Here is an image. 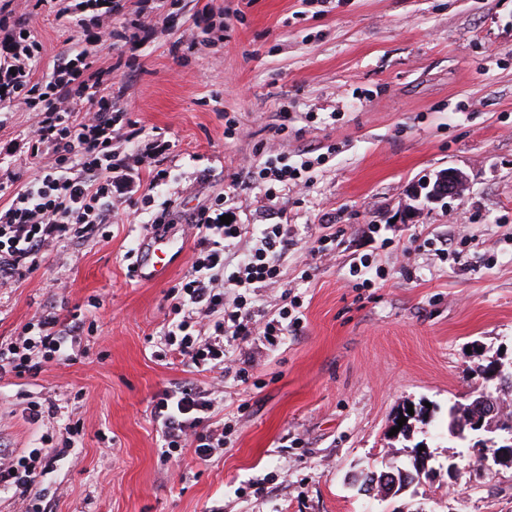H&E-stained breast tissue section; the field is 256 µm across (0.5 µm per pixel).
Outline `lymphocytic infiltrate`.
Segmentation results:
<instances>
[{
    "mask_svg": "<svg viewBox=\"0 0 512 512\" xmlns=\"http://www.w3.org/2000/svg\"><path fill=\"white\" fill-rule=\"evenodd\" d=\"M80 7L93 13L98 27L93 40L39 79L31 64L42 54L41 42L25 22H0V44L6 49L0 60V112L26 106L33 115L24 133L27 148L33 158H50L34 181L0 208V291L14 288L45 256L66 265L67 243L111 223L113 193L134 190L132 166L112 149V133L126 114L112 107L105 71L92 69L89 62L98 46L111 42L112 21L122 16L124 5L122 0H81ZM310 167V160L293 166L279 155L252 165L246 173H232L231 182L245 181L271 195L279 187L304 185L303 174ZM224 213V198L219 195L184 216L182 232L193 247L189 271L172 289L166 356L179 360L193 378L164 390L152 408L170 459L189 446L196 460L207 463L224 447L225 427L212 416L213 397L223 390L227 374L248 382L250 368L249 361L227 360L225 338L259 336L273 344L300 322L299 316L286 311L267 322L257 321L242 298L243 292L278 283L287 225H226L220 221ZM245 239L252 240V248L234 269H227L228 243ZM230 288L238 289V297L227 299ZM59 323L55 313H43L14 341L0 344V374L19 375L68 356L84 322L72 315L64 332ZM79 433L74 426L61 445L48 437L28 454H0V493L24 501L26 512H44L42 504L30 502L31 489L51 464L70 457Z\"/></svg>",
    "mask_w": 512,
    "mask_h": 512,
    "instance_id": "1",
    "label": "lymphocytic infiltrate"
}]
</instances>
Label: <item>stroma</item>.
I'll return each instance as SVG.
<instances>
[{"label": "stroma", "instance_id": "1", "mask_svg": "<svg viewBox=\"0 0 512 512\" xmlns=\"http://www.w3.org/2000/svg\"><path fill=\"white\" fill-rule=\"evenodd\" d=\"M158 3L125 0L126 19L155 17L156 33L91 59L139 132L112 148L163 143L170 178L152 194L177 213L224 192L239 223L290 224L283 277L253 300L269 317L298 297L303 318L274 346L225 339L227 357L254 367L244 384L226 376L214 402L223 453L163 461L152 402L186 373L154 352L188 259L156 283L129 277L146 216L113 194L115 223L0 295L3 343L49 306L95 325L74 361L0 380L1 450L27 454L71 418L82 428L76 462L32 497L53 512H512V465L477 476L473 449L448 433L480 368L512 361V0H177L161 16ZM57 9L0 0L42 43L39 77L95 31ZM188 27L191 46L177 41ZM30 119L0 114V206L40 167L21 143ZM272 144L292 164L325 160L301 191L231 190ZM449 167L468 177L461 197L417 195ZM331 231L329 256H311ZM362 257L364 288L349 273ZM32 401L59 411L30 422ZM407 406L424 415L404 439L391 429ZM418 443L432 481L388 501L360 491L355 475L406 463Z\"/></svg>", "mask_w": 512, "mask_h": 512}]
</instances>
